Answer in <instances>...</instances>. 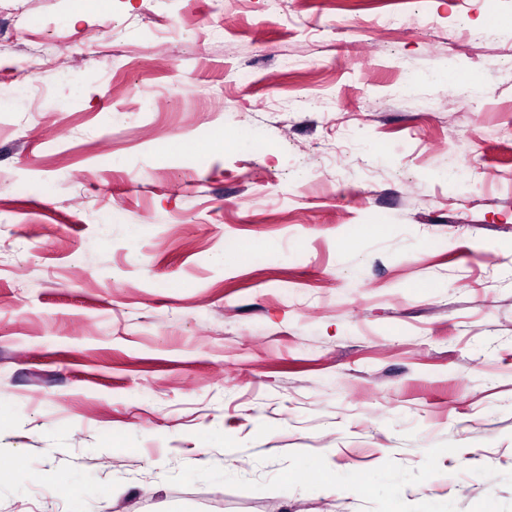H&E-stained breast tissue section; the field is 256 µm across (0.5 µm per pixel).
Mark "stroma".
<instances>
[{
    "label": "stroma",
    "instance_id": "1",
    "mask_svg": "<svg viewBox=\"0 0 512 512\" xmlns=\"http://www.w3.org/2000/svg\"><path fill=\"white\" fill-rule=\"evenodd\" d=\"M0 29V512H512V0Z\"/></svg>",
    "mask_w": 512,
    "mask_h": 512
}]
</instances>
